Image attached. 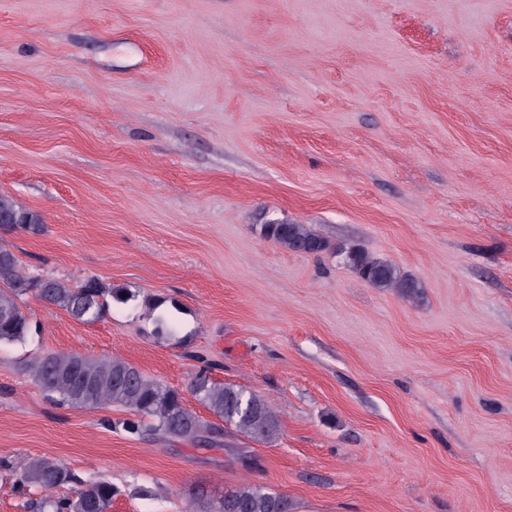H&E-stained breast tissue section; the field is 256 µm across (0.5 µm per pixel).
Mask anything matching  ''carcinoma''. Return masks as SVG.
<instances>
[{
	"mask_svg": "<svg viewBox=\"0 0 512 512\" xmlns=\"http://www.w3.org/2000/svg\"><path fill=\"white\" fill-rule=\"evenodd\" d=\"M0 216L12 229L38 232L43 217L18 205L0 193ZM260 234L292 252L318 255L330 248L326 238L305 224L267 220ZM348 265L375 288H394L402 296L417 299L422 295L420 281L393 264L374 258L361 249H344ZM123 288H110L96 278L69 287L49 278L30 276L19 270L14 252L0 246V344L21 342L32 332V321L25 301L32 296L66 311L73 318L94 322L103 318L114 301L125 303ZM30 372L45 397L59 407L98 409L120 405L131 412L122 429L137 436L189 442L208 437L216 440L224 429L189 410L182 394L157 380L147 378L136 367L121 359L89 357L78 353H47L30 365ZM195 399L214 416L245 436L272 442L280 434L278 415L258 394L241 386L218 383L202 368L190 380ZM21 487L44 491L29 500L30 512H111L112 502L121 490L111 480L100 477L82 480L59 460L41 457L30 462L19 478ZM67 485L79 489L72 497H55L51 490ZM189 512H294L287 495L261 485L242 484L209 499L204 492L192 496Z\"/></svg>",
	"mask_w": 512,
	"mask_h": 512,
	"instance_id": "1",
	"label": "carcinoma"
}]
</instances>
